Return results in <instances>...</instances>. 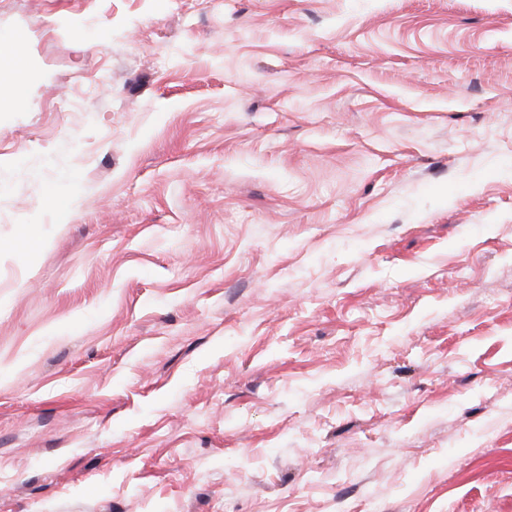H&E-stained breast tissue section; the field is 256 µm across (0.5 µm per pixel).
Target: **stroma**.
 Wrapping results in <instances>:
<instances>
[{"mask_svg":"<svg viewBox=\"0 0 512 512\" xmlns=\"http://www.w3.org/2000/svg\"><path fill=\"white\" fill-rule=\"evenodd\" d=\"M19 33L0 512H512V0H0Z\"/></svg>","mask_w":512,"mask_h":512,"instance_id":"stroma-1","label":"stroma"}]
</instances>
